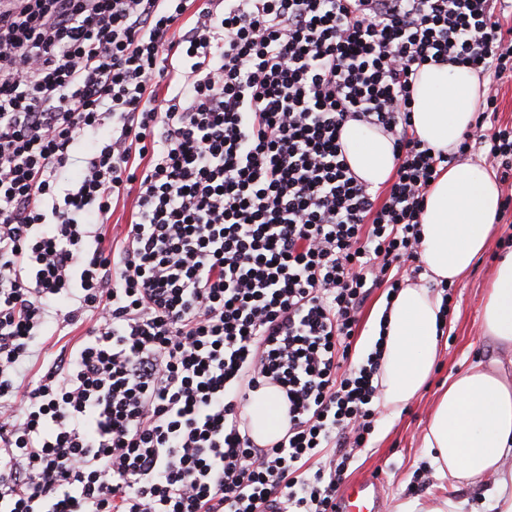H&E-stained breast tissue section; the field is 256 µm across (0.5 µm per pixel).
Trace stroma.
<instances>
[{
  "mask_svg": "<svg viewBox=\"0 0 512 512\" xmlns=\"http://www.w3.org/2000/svg\"><path fill=\"white\" fill-rule=\"evenodd\" d=\"M511 239L512 232L506 225H496L493 250ZM493 250L481 256L470 273L453 285L446 334L441 339L440 357L429 384L399 414L377 415L370 446L346 474L347 480L352 481L378 472L387 512H397L405 500L435 495L454 499L460 512H492L487 485L456 489L436 479L422 447V432L450 377L475 360L486 361L499 352L483 336L480 321L485 287L495 272Z\"/></svg>",
  "mask_w": 512,
  "mask_h": 512,
  "instance_id": "1",
  "label": "stroma"
}]
</instances>
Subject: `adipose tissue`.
Instances as JSON below:
<instances>
[{
    "instance_id": "ef3b65f1",
    "label": "adipose tissue",
    "mask_w": 512,
    "mask_h": 512,
    "mask_svg": "<svg viewBox=\"0 0 512 512\" xmlns=\"http://www.w3.org/2000/svg\"><path fill=\"white\" fill-rule=\"evenodd\" d=\"M484 96L485 84L472 71L451 63L422 66L412 92L416 135L434 149L455 151ZM342 141L359 177L375 187L392 177V144L378 129L350 122ZM500 205L494 177L466 163L449 167L430 187L420 250L429 281L406 282L387 311L377 397L383 409L398 412L431 378L442 299L428 284L470 272L490 245ZM481 325L486 338L512 350V246L497 256ZM245 413L260 441H274L288 428L287 406L274 388L252 393ZM422 446L439 480L455 487L493 480L490 495L498 512H512V470L502 468L512 457V375L501 360L474 363L449 380L423 429Z\"/></svg>"
}]
</instances>
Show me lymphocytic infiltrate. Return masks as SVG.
Listing matches in <instances>:
<instances>
[{"label":"lymphocytic infiltrate","mask_w":512,"mask_h":512,"mask_svg":"<svg viewBox=\"0 0 512 512\" xmlns=\"http://www.w3.org/2000/svg\"><path fill=\"white\" fill-rule=\"evenodd\" d=\"M6 2L0 512H336L374 429L366 299L421 274L454 156L512 172V128L483 132L512 0ZM447 62L487 83L452 154L411 122L415 73ZM351 121L391 137L390 183L351 171ZM267 386L289 425L265 446L244 407Z\"/></svg>","instance_id":"lymphocytic-infiltrate-1"}]
</instances>
